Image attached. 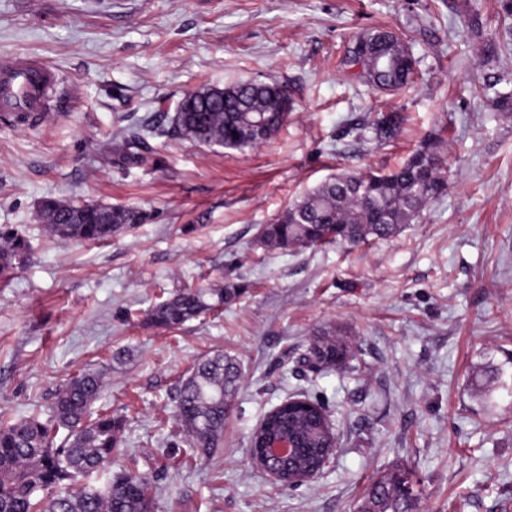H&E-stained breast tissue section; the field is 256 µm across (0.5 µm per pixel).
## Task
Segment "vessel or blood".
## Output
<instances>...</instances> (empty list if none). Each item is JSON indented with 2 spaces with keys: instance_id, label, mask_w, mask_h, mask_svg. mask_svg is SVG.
I'll list each match as a JSON object with an SVG mask.
<instances>
[{
  "instance_id": "1",
  "label": "vessel or blood",
  "mask_w": 512,
  "mask_h": 512,
  "mask_svg": "<svg viewBox=\"0 0 512 512\" xmlns=\"http://www.w3.org/2000/svg\"><path fill=\"white\" fill-rule=\"evenodd\" d=\"M55 73L25 57H0V117L14 121L40 119L51 107Z\"/></svg>"
}]
</instances>
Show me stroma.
Returning <instances> with one entry per match:
<instances>
[{"label":"stroma","mask_w":512,"mask_h":512,"mask_svg":"<svg viewBox=\"0 0 512 512\" xmlns=\"http://www.w3.org/2000/svg\"><path fill=\"white\" fill-rule=\"evenodd\" d=\"M479 28H472V20ZM372 30L401 36L409 90L373 89L344 65ZM58 77L35 125L0 124V227L29 243L0 279V417L47 411L86 369L95 407L124 416L120 464L150 478L153 512H359L367 487L415 472V512H512V19L497 0H0V55ZM498 84H491V77ZM278 83L293 108L242 151L171 127L203 86ZM403 118L377 140L366 122ZM141 137L137 159L118 148ZM434 147L447 188L386 240L295 251L259 229L325 179L387 172ZM136 206L145 223L61 244L42 199ZM233 285L224 308L166 330L152 306L187 287ZM334 329L346 368L302 358ZM236 358L240 388L210 452L174 414L199 358ZM328 409L336 448L315 478L283 487L250 438L294 397Z\"/></svg>","instance_id":"obj_1"}]
</instances>
